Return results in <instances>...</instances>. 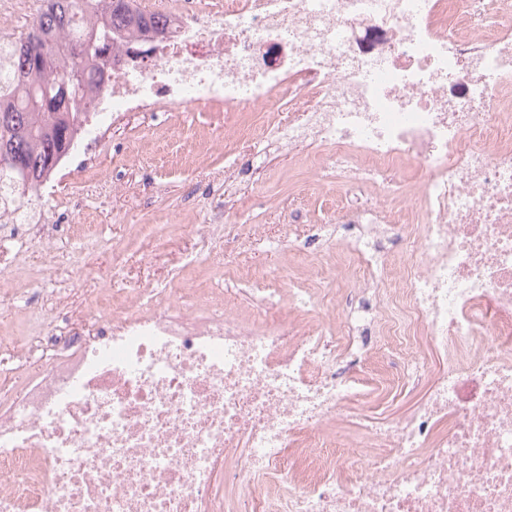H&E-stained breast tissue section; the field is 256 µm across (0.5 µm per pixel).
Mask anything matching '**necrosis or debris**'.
Listing matches in <instances>:
<instances>
[{
  "mask_svg": "<svg viewBox=\"0 0 512 512\" xmlns=\"http://www.w3.org/2000/svg\"><path fill=\"white\" fill-rule=\"evenodd\" d=\"M112 49L95 114L216 106L331 150L356 259L342 287L258 280L278 320L217 317L206 285L90 309L94 335L0 402V512H512V0H166ZM289 110L287 125L273 113ZM399 241L390 279L373 270ZM446 362L383 426L347 409ZM390 353L403 370L376 360Z\"/></svg>",
  "mask_w": 512,
  "mask_h": 512,
  "instance_id": "necrosis-or-debris-1",
  "label": "necrosis or debris"
}]
</instances>
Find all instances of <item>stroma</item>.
I'll return each instance as SVG.
<instances>
[{
  "instance_id": "obj_1",
  "label": "stroma",
  "mask_w": 512,
  "mask_h": 512,
  "mask_svg": "<svg viewBox=\"0 0 512 512\" xmlns=\"http://www.w3.org/2000/svg\"><path fill=\"white\" fill-rule=\"evenodd\" d=\"M225 119L216 109L164 112L151 123L128 113L87 156L105 197H83L82 170L65 164L50 179L53 194L30 199L25 223L48 219L60 229L51 244L0 242V289L13 291L10 302H0V397L41 371L44 359L34 348L37 325L92 332L89 307L101 289L143 302L151 290L189 288L205 280L246 315L253 309L252 277L273 278L290 267L305 287L335 285L336 256L348 252L347 244L324 247L316 278L288 251L289 242L304 244L316 226L336 220L341 189L335 179L320 175L328 150L307 146L266 157L263 179L248 182L239 208L228 212L224 186L212 175L232 163L250 167L256 154L242 151L231 137L213 146ZM292 208L301 213V223H286ZM216 212L224 215V237L206 253L197 227ZM72 224L92 225L93 237L71 236ZM22 344L32 349L25 362L13 354ZM424 394V385L400 383L356 407L341 428L350 432L360 421L375 425L406 415Z\"/></svg>"
}]
</instances>
